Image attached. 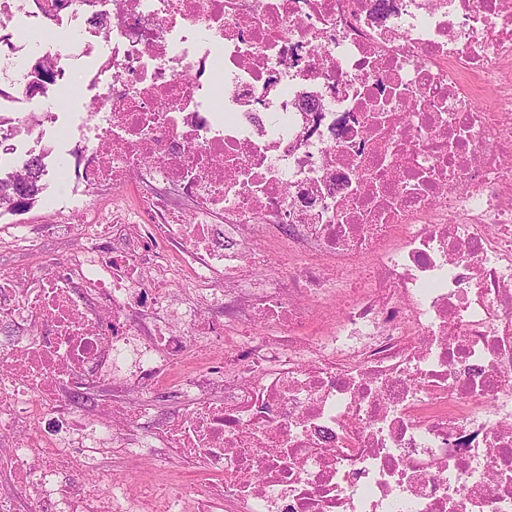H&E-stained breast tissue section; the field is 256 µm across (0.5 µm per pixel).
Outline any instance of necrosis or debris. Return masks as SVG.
Instances as JSON below:
<instances>
[{"label":"necrosis or debris","instance_id":"1","mask_svg":"<svg viewBox=\"0 0 512 512\" xmlns=\"http://www.w3.org/2000/svg\"><path fill=\"white\" fill-rule=\"evenodd\" d=\"M0 139L112 197L0 269V512H512V0H0ZM145 465L125 463L119 459L118 455L112 456V453H110L100 457L99 475L111 483L112 479L115 478L117 482H125L132 485L147 474Z\"/></svg>","mask_w":512,"mask_h":512}]
</instances>
